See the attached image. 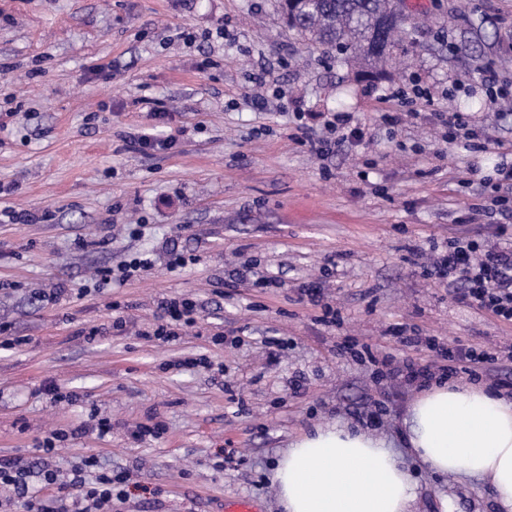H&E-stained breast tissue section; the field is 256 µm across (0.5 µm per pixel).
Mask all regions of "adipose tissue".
Segmentation results:
<instances>
[{
    "mask_svg": "<svg viewBox=\"0 0 512 512\" xmlns=\"http://www.w3.org/2000/svg\"><path fill=\"white\" fill-rule=\"evenodd\" d=\"M404 426L433 474L482 479L512 512V396L436 384L410 403ZM273 482L284 512H411L416 497L387 439L336 421L294 438Z\"/></svg>",
    "mask_w": 512,
    "mask_h": 512,
    "instance_id": "ef3b65f1",
    "label": "adipose tissue"
}]
</instances>
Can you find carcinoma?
Wrapping results in <instances>:
<instances>
[{
    "label": "carcinoma",
    "mask_w": 512,
    "mask_h": 512,
    "mask_svg": "<svg viewBox=\"0 0 512 512\" xmlns=\"http://www.w3.org/2000/svg\"><path fill=\"white\" fill-rule=\"evenodd\" d=\"M280 8L306 45L349 52L366 69H377L395 48L410 44L407 19L389 20L391 0H280Z\"/></svg>",
    "instance_id": "carcinoma-1"
}]
</instances>
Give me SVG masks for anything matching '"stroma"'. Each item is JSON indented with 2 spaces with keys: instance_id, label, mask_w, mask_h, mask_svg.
Returning <instances> with one entry per match:
<instances>
[{
  "instance_id": "obj_1",
  "label": "stroma",
  "mask_w": 512,
  "mask_h": 512,
  "mask_svg": "<svg viewBox=\"0 0 512 512\" xmlns=\"http://www.w3.org/2000/svg\"><path fill=\"white\" fill-rule=\"evenodd\" d=\"M406 12L429 17L411 29L415 49L369 77L300 41L277 0H0V323L24 339L0 346L1 459L42 462L39 440L79 426L50 461L67 476L95 454L128 472L112 512H224L238 498L281 512L277 460L336 421L392 443L417 483L414 512H499L483 480L419 466L402 423L418 391L377 358L436 363L400 342L434 336L495 354L482 384L512 383L499 357L512 323L423 274L433 248L494 240L502 220L493 193L460 179L512 143V108L495 113L470 81L490 65L512 84V0H408ZM414 77L435 103L406 117L390 94ZM448 111L483 118L484 149L445 141ZM341 113L363 140L330 135ZM144 133L173 146L129 148ZM306 134L329 138L327 153ZM173 251L188 259L175 272ZM143 252L149 270L90 289L94 270ZM62 286L86 294L52 303ZM173 298L196 302L195 325L143 338ZM272 338L286 343L274 362ZM199 356L211 368L176 365ZM99 416L112 421L103 437ZM155 425L160 438L131 439Z\"/></svg>"
}]
</instances>
